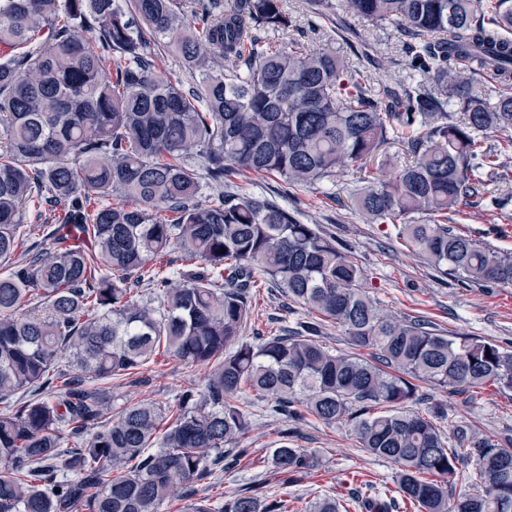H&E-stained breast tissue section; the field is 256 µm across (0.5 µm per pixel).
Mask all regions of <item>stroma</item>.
<instances>
[{"instance_id":"obj_1","label":"stroma","mask_w":512,"mask_h":512,"mask_svg":"<svg viewBox=\"0 0 512 512\" xmlns=\"http://www.w3.org/2000/svg\"><path fill=\"white\" fill-rule=\"evenodd\" d=\"M301 39L309 49L329 48L346 57L351 66L368 71L376 85L413 84L420 77L408 66L404 35L391 24H376L348 13L342 0H281ZM380 158L365 168H348L336 180L317 188L297 187L281 205L305 224L319 225L346 246L351 258L364 270V286L383 312L428 321L445 336H473L512 349V286L461 287L442 277L399 239L390 224H366L360 218L350 191L361 178L378 174ZM451 225L472 238L512 253V233L501 235L502 225L512 226V204L504 209L461 210ZM300 307L290 306L276 289L256 292L252 315L242 333L245 341L280 332L301 318ZM205 367L187 366L162 355L140 369L138 375L109 381L112 408L150 400L175 406L187 388L202 384ZM422 411L434 405L446 407L450 421L467 425L498 440L512 437V391L482 390L473 402L449 395L447 389L422 384ZM242 400L253 414L252 430L243 445L247 458L218 472V492L231 495L258 488L295 506L319 497L347 498L354 481H367L375 491L394 489L396 467L386 459L361 451L356 438L342 423L326 424L309 415L298 425L297 447L316 452L318 462L292 482L283 481L266 458L276 447L284 419L267 413L263 402L246 392Z\"/></svg>"}]
</instances>
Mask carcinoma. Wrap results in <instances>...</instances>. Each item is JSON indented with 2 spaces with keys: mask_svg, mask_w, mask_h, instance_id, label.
Wrapping results in <instances>:
<instances>
[{
  "mask_svg": "<svg viewBox=\"0 0 512 512\" xmlns=\"http://www.w3.org/2000/svg\"><path fill=\"white\" fill-rule=\"evenodd\" d=\"M345 6L398 25L429 83L378 88L334 51L264 41L258 30L292 27L280 0H0V261L12 263L0 273V400L32 393L0 413V512H158L181 490L185 512H289L257 493L196 495L227 446L246 453L247 389L292 424L347 423L395 464L399 497L358 494V512L400 499L512 512V442L452 424V448L438 426L448 413L414 409L420 382L512 391V350L383 312L334 237L233 184L255 173L285 195L314 188L400 139L409 161L386 157V177L352 193L363 218L397 226L466 287L512 285V254L448 225L450 212L509 200L487 189L512 186V169L480 134L512 127V0ZM150 36L174 47L180 72L158 67ZM484 73L498 84L492 108L472 83ZM204 178L220 192L204 197ZM259 281L307 318L247 342ZM31 299L42 313L23 310ZM329 324L351 352L322 345ZM162 352L209 369L173 409L137 402L108 419L112 396L79 379L122 378ZM295 434L268 458L290 481L317 462ZM65 436L82 446L61 447ZM302 512L348 509L320 498Z\"/></svg>",
  "mask_w": 512,
  "mask_h": 512,
  "instance_id": "obj_1",
  "label": "carcinoma"
}]
</instances>
